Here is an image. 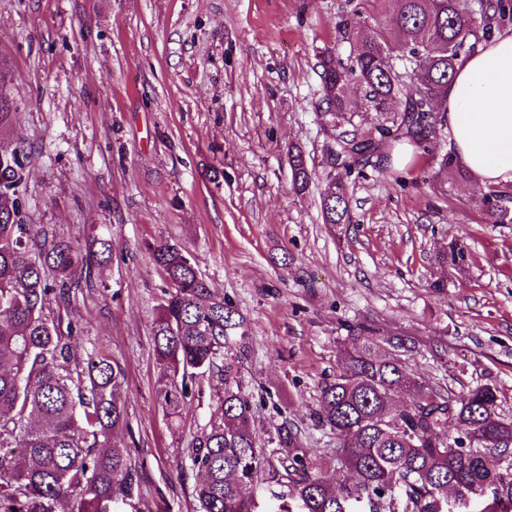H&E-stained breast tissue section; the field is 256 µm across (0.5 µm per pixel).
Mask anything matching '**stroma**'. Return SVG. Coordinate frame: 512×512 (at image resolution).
Returning a JSON list of instances; mask_svg holds the SVG:
<instances>
[{"mask_svg": "<svg viewBox=\"0 0 512 512\" xmlns=\"http://www.w3.org/2000/svg\"><path fill=\"white\" fill-rule=\"evenodd\" d=\"M395 11V0H0L20 104L0 144L31 150L28 221L112 242L96 284L60 314L83 328L75 357L95 346L125 371V441L143 473L132 512H194L188 448L225 386L206 375L169 424L150 337L166 289L156 242L185 245L243 316L246 347L224 363L260 441L287 419L329 444L313 412L360 323L412 338L423 381L495 384L512 415V224L477 207L483 187L434 189L421 152L399 176H351V223L322 220L317 55L348 57L345 19L389 27ZM295 145L317 175L303 195ZM453 241L471 255L465 268L437 262Z\"/></svg>", "mask_w": 512, "mask_h": 512, "instance_id": "35a3bbf8", "label": "stroma"}]
</instances>
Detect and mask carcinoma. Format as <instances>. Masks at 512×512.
Wrapping results in <instances>:
<instances>
[{
    "label": "carcinoma",
    "mask_w": 512,
    "mask_h": 512,
    "mask_svg": "<svg viewBox=\"0 0 512 512\" xmlns=\"http://www.w3.org/2000/svg\"><path fill=\"white\" fill-rule=\"evenodd\" d=\"M398 0L396 42L380 26L346 20L353 31L347 60L331 47L319 55L322 96L318 117L329 134L321 194L326 224L351 223L349 179L356 170L385 171L399 144L431 155L432 178L456 180L466 172L451 153L436 151L443 136L444 93L461 57L512 25V0ZM11 71L0 57V135L12 125L17 101ZM357 112H373L364 126ZM30 154L21 145L0 149V512H52L62 497L78 512H125L139 495L140 474L121 434L127 426L120 389L124 371L93 348L74 358L77 328L55 318L78 279L91 276L112 255V242L84 252L72 242L46 238L27 220L23 189ZM292 187L308 190L316 172L299 147L288 149ZM512 197L491 190L477 201L497 224H512ZM170 291L152 323L153 351L166 379L163 411L175 423L191 385L223 370L224 352L245 336L243 318L216 297L186 251L168 242L150 247ZM470 255L458 243L439 258L463 268ZM339 371L320 387L316 417L336 447L312 448L309 436L285 420L269 450L253 430L249 399L224 387L217 420L192 442L195 512H258L270 495L279 512H512V416L501 414L498 389L478 384L455 391L447 379L430 385L405 357L415 342L379 336L361 324L350 330ZM397 393L409 395L398 407ZM334 458L352 473L341 485L322 476L321 460Z\"/></svg>",
    "instance_id": "obj_1"
}]
</instances>
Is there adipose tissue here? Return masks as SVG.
Wrapping results in <instances>:
<instances>
[{"mask_svg":"<svg viewBox=\"0 0 512 512\" xmlns=\"http://www.w3.org/2000/svg\"><path fill=\"white\" fill-rule=\"evenodd\" d=\"M444 124L459 165L476 183L512 184V34L460 60Z\"/></svg>","mask_w":512,"mask_h":512,"instance_id":"1","label":"adipose tissue"}]
</instances>
